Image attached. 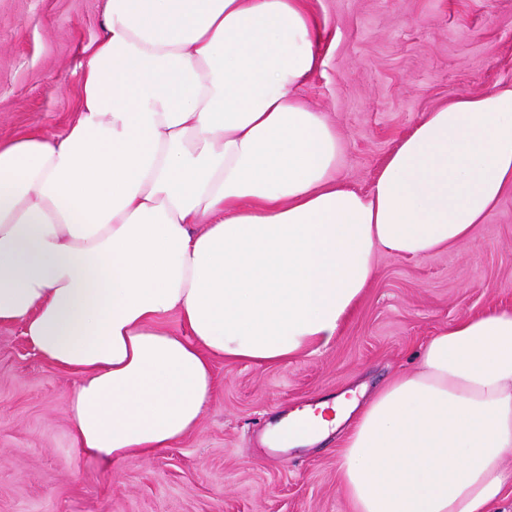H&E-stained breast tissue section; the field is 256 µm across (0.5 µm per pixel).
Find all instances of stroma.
I'll return each mask as SVG.
<instances>
[{
    "label": "stroma",
    "instance_id": "35a3bbf8",
    "mask_svg": "<svg viewBox=\"0 0 512 512\" xmlns=\"http://www.w3.org/2000/svg\"><path fill=\"white\" fill-rule=\"evenodd\" d=\"M324 64L300 97L336 125L340 174L370 191L422 116L452 94L512 86V0H311ZM106 0H0V140L64 134ZM512 306V189L474 240L425 259L380 255L327 347L280 365L213 361L198 426L146 460L108 464L73 442L74 382L20 326L0 327V512H351L337 486L346 429L273 450L267 428L295 408L408 372L442 326Z\"/></svg>",
    "mask_w": 512,
    "mask_h": 512
}]
</instances>
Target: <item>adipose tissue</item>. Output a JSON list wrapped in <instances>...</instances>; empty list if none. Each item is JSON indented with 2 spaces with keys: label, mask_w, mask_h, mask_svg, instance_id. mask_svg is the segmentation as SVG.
<instances>
[{
  "label": "adipose tissue",
  "mask_w": 512,
  "mask_h": 512,
  "mask_svg": "<svg viewBox=\"0 0 512 512\" xmlns=\"http://www.w3.org/2000/svg\"><path fill=\"white\" fill-rule=\"evenodd\" d=\"M323 33L309 0H108L67 133L0 141V327L74 376L85 455L172 446L210 400L213 358L328 346L379 252L471 241L512 187V88L449 96L369 193L350 187L338 130L296 95ZM346 422L354 512H492L512 489V307L440 328L358 414L322 400L268 435L311 445Z\"/></svg>",
  "instance_id": "obj_1"
}]
</instances>
